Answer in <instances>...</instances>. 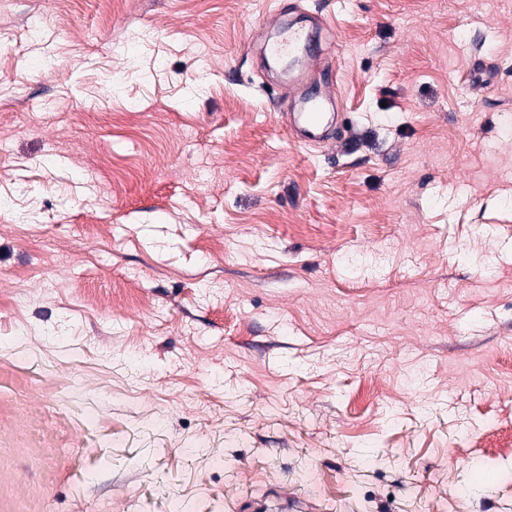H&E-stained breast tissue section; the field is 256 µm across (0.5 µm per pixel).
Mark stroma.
Here are the masks:
<instances>
[{"label": "stroma", "mask_w": 512, "mask_h": 512, "mask_svg": "<svg viewBox=\"0 0 512 512\" xmlns=\"http://www.w3.org/2000/svg\"><path fill=\"white\" fill-rule=\"evenodd\" d=\"M0 195V512H512V0H0ZM321 49V44L313 33L303 29L288 28L282 29L278 38L265 48L273 57L293 56L298 52L314 55ZM324 78L322 82H308L302 71L297 81L303 84V107L299 113H290L297 116V123L302 141L305 144H320L325 139L326 103L331 101L333 81Z\"/></svg>", "instance_id": "obj_1"}]
</instances>
